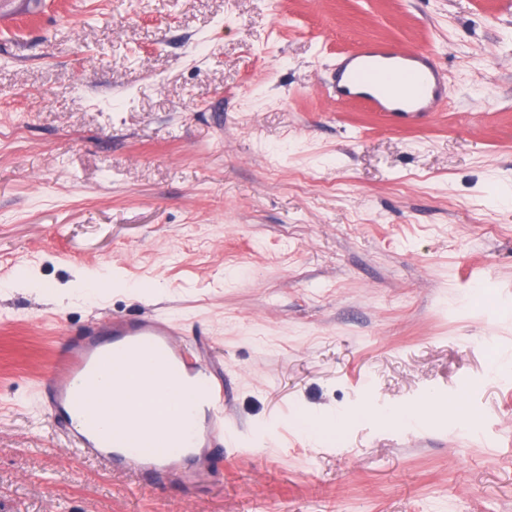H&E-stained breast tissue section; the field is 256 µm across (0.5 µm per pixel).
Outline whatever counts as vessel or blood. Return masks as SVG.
<instances>
[{"label": "vessel or blood", "mask_w": 512, "mask_h": 512, "mask_svg": "<svg viewBox=\"0 0 512 512\" xmlns=\"http://www.w3.org/2000/svg\"><path fill=\"white\" fill-rule=\"evenodd\" d=\"M360 88L371 89L380 112L425 113L450 96L426 51H400L384 43L366 45L337 64V100L352 99ZM135 373L148 391L166 378L182 399L181 421L164 434L148 428L138 402L116 403L109 426L81 405L89 389L103 383L125 388ZM41 386L43 404L52 417L64 419L71 447L133 471L154 489L175 481L191 486L196 474L187 463L195 450L233 440L224 431L228 388L223 378L201 359L196 342L169 320L112 316L89 321L54 358Z\"/></svg>", "instance_id": "b4317fda"}]
</instances>
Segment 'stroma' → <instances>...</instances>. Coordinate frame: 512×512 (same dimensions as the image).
<instances>
[{
	"label": "stroma",
	"mask_w": 512,
	"mask_h": 512,
	"mask_svg": "<svg viewBox=\"0 0 512 512\" xmlns=\"http://www.w3.org/2000/svg\"><path fill=\"white\" fill-rule=\"evenodd\" d=\"M368 42L449 101L333 100ZM510 186L512 0H0V512H512ZM149 314L227 381L189 488L41 406L69 331Z\"/></svg>",
	"instance_id": "stroma-1"
}]
</instances>
